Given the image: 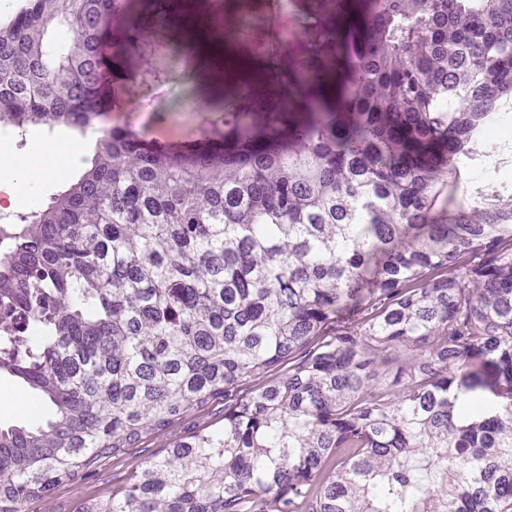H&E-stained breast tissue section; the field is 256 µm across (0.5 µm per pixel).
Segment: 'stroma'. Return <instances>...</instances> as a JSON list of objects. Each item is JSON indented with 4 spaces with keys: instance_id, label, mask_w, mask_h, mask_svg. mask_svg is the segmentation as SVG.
<instances>
[{
    "instance_id": "1",
    "label": "stroma",
    "mask_w": 512,
    "mask_h": 512,
    "mask_svg": "<svg viewBox=\"0 0 512 512\" xmlns=\"http://www.w3.org/2000/svg\"><path fill=\"white\" fill-rule=\"evenodd\" d=\"M339 2L292 0L282 8L274 0H182L187 28L154 27L127 40L121 50L108 52L116 78V105L101 119V128L121 126L129 137L174 153L205 137L233 135L232 125L224 121V102L214 93L216 81L203 78L191 63L195 49L207 52L217 68L228 58L249 62L276 52L291 72H330L337 82L351 80L356 60L350 46H337L323 26L326 19L339 17ZM215 14L224 17L225 37L220 43L210 36ZM73 137L65 127L0 136V155L37 152L38 163L47 172L30 183L27 197L45 202L61 190L64 181L51 177L53 169L77 177L82 157L66 150ZM487 143L490 162L464 170L459 195L503 177L504 165L512 166V131L492 134ZM169 441V433L160 432L122 458L101 460L93 475L60 487L51 502L32 504L30 512H75L83 500L110 494L146 461L165 455Z\"/></svg>"
}]
</instances>
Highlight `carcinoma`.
I'll return each mask as SVG.
<instances>
[{"instance_id": "1", "label": "carcinoma", "mask_w": 512, "mask_h": 512, "mask_svg": "<svg viewBox=\"0 0 512 512\" xmlns=\"http://www.w3.org/2000/svg\"><path fill=\"white\" fill-rule=\"evenodd\" d=\"M349 2L356 75L303 83L323 120L281 98L258 131V81L223 80L224 145L114 127L0 227V376L51 408L0 425V512L221 401L76 512H512V184L456 196L512 99V0ZM126 4L1 18L0 126L95 128ZM224 424L223 403H216L209 409L195 414L188 419L179 429L178 433L185 435L193 431L210 430L221 427Z\"/></svg>"}]
</instances>
